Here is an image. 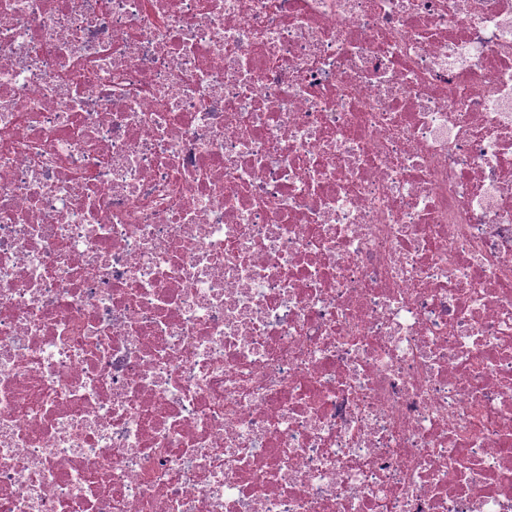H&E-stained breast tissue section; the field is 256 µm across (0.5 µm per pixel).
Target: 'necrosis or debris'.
<instances>
[{
    "mask_svg": "<svg viewBox=\"0 0 512 512\" xmlns=\"http://www.w3.org/2000/svg\"><path fill=\"white\" fill-rule=\"evenodd\" d=\"M0 512H512V0H0Z\"/></svg>",
    "mask_w": 512,
    "mask_h": 512,
    "instance_id": "1",
    "label": "necrosis or debris"
}]
</instances>
